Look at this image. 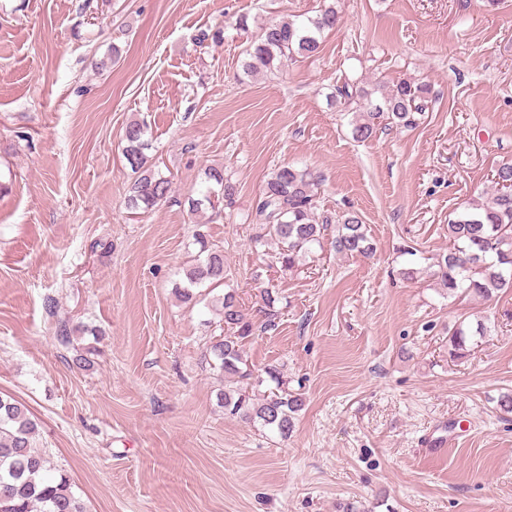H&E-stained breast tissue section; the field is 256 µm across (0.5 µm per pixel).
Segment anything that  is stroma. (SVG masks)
I'll list each match as a JSON object with an SVG mask.
<instances>
[{
	"label": "stroma",
	"mask_w": 512,
	"mask_h": 512,
	"mask_svg": "<svg viewBox=\"0 0 512 512\" xmlns=\"http://www.w3.org/2000/svg\"><path fill=\"white\" fill-rule=\"evenodd\" d=\"M322 4L0 0V396L38 419L37 447L86 512H512V413L497 405L512 291L451 298L432 275L450 214L512 162V0H336L318 54L244 74L262 24ZM403 78L429 85L430 111L354 140L336 85ZM137 119L173 176L141 214L122 152ZM288 162L321 175L333 217L359 214L371 257L338 253L332 227L292 271L254 250L261 188ZM210 165L235 203L190 213ZM199 227L247 318L263 321L262 289L278 294L245 357L303 395L288 438L217 403L203 351L220 319L172 290ZM63 318L104 330L93 370L58 346ZM461 320L488 333L453 360ZM447 433L456 446L430 456L423 439Z\"/></svg>",
	"instance_id": "stroma-1"
}]
</instances>
